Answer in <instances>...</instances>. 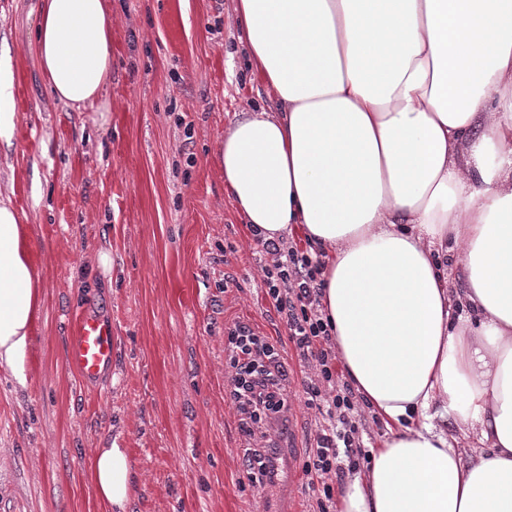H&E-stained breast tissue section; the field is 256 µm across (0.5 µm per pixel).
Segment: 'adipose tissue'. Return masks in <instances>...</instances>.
<instances>
[{"mask_svg":"<svg viewBox=\"0 0 512 512\" xmlns=\"http://www.w3.org/2000/svg\"><path fill=\"white\" fill-rule=\"evenodd\" d=\"M234 15L272 100L225 130L224 188L255 239L298 229L324 252L336 354L386 427L336 512H512V0H235ZM36 56L59 100L94 104L105 0H45ZM26 240L0 200V364L18 375L38 309ZM87 473L101 512H127L126 449Z\"/></svg>","mask_w":512,"mask_h":512,"instance_id":"adipose-tissue-1","label":"adipose tissue"}]
</instances>
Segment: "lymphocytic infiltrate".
<instances>
[{"label":"lymphocytic infiltrate","instance_id":"lymphocytic-infiltrate-1","mask_svg":"<svg viewBox=\"0 0 512 512\" xmlns=\"http://www.w3.org/2000/svg\"><path fill=\"white\" fill-rule=\"evenodd\" d=\"M265 251L268 258L260 267L265 294L284 316L300 357L316 370V379L306 384L305 392L323 425L305 471L320 485L317 502L325 512L333 500L335 480L356 466L359 402L351 385L340 379L331 326L321 313L317 280L325 263L320 253L294 241L282 247L267 244ZM225 349L232 369L229 395L237 412L257 425L279 413L285 371L275 345L249 325L237 323L227 331Z\"/></svg>","mask_w":512,"mask_h":512}]
</instances>
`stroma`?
Segmentation results:
<instances>
[{"instance_id":"stroma-1","label":"stroma","mask_w":512,"mask_h":512,"mask_svg":"<svg viewBox=\"0 0 512 512\" xmlns=\"http://www.w3.org/2000/svg\"><path fill=\"white\" fill-rule=\"evenodd\" d=\"M112 76L94 106L50 91L35 35L44 0H0V71L13 84L0 196L28 228L38 312L24 380L0 365V512H100L95 449L128 452V512H317L304 464L322 425L315 370L257 274L266 254L224 190L214 153L235 112L267 104L234 0H108ZM108 253L110 268L99 257ZM111 319L102 383L65 364L82 308ZM276 346L285 408L246 435L228 396L227 329ZM272 448L274 484L243 455Z\"/></svg>"}]
</instances>
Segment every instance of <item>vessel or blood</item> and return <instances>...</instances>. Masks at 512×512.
Masks as SVG:
<instances>
[{"label": "vessel or blood", "mask_w": 512, "mask_h": 512, "mask_svg": "<svg viewBox=\"0 0 512 512\" xmlns=\"http://www.w3.org/2000/svg\"><path fill=\"white\" fill-rule=\"evenodd\" d=\"M114 355L112 323L86 310L76 318L68 336L66 364L81 380L93 384L102 379Z\"/></svg>", "instance_id": "1"}]
</instances>
